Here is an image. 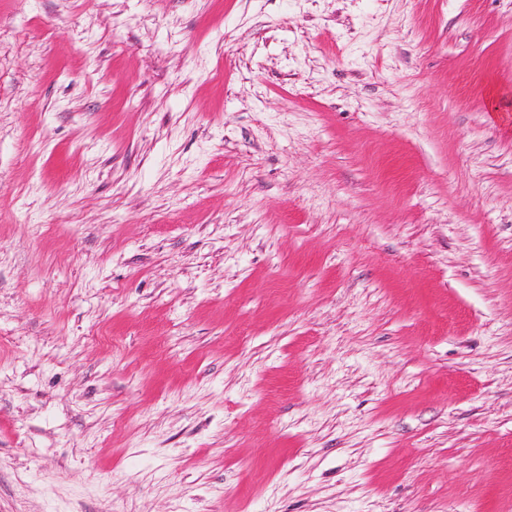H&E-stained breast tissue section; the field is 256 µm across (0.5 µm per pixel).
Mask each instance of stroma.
I'll use <instances>...</instances> for the list:
<instances>
[{"label": "stroma", "instance_id": "obj_1", "mask_svg": "<svg viewBox=\"0 0 512 512\" xmlns=\"http://www.w3.org/2000/svg\"><path fill=\"white\" fill-rule=\"evenodd\" d=\"M0 512H512V0H0Z\"/></svg>", "mask_w": 512, "mask_h": 512}]
</instances>
